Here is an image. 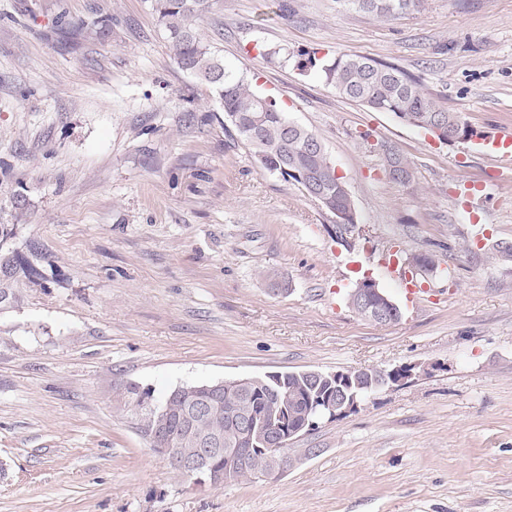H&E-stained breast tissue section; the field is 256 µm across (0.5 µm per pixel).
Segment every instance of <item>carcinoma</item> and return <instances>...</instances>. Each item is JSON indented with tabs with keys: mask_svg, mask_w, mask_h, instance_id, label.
Returning a JSON list of instances; mask_svg holds the SVG:
<instances>
[{
	"mask_svg": "<svg viewBox=\"0 0 512 512\" xmlns=\"http://www.w3.org/2000/svg\"><path fill=\"white\" fill-rule=\"evenodd\" d=\"M215 0H154V9L164 26L166 38L173 51V59L184 71L204 82L219 100L225 120L229 121L238 138L248 147L252 156H260V169L281 176L285 181L303 185L299 176L318 174L322 180L323 196L318 202L327 211H345L353 204L344 190L346 184L328 165L327 156L317 155L308 148V140L316 135L298 125L287 132L284 125L288 116L275 100L268 107L260 105L263 95L255 89L246 76L217 57L199 36L196 22L211 12ZM339 3L358 11L387 20H397L424 8L425 0H339ZM261 56L277 58L286 63L297 59V68L312 72L332 87L337 94L368 107L374 112H389L397 117L419 115L425 119L442 116L453 125L457 115L440 106L423 92L419 81L403 69L375 59L343 53L331 60H321L309 50H269ZM127 400L150 403L156 411L139 416V429L147 435L155 423L158 412H165L167 429L176 447L188 456L196 453L194 435L220 431L224 434V447L239 443L238 417L251 415L258 428L263 430L277 422H288L282 407L312 396L313 405H320V398L333 393L332 383L311 380L296 372H278L266 386H228L224 393L213 400L211 416L197 424L195 433L183 429L184 417L193 406L199 392L190 386L176 388L155 402L148 391L137 386L125 389ZM271 457L255 452L250 465L237 478L253 476L270 466Z\"/></svg>",
	"mask_w": 512,
	"mask_h": 512,
	"instance_id": "1",
	"label": "carcinoma"
}]
</instances>
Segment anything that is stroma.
<instances>
[{"label":"stroma","instance_id":"1","mask_svg":"<svg viewBox=\"0 0 512 512\" xmlns=\"http://www.w3.org/2000/svg\"><path fill=\"white\" fill-rule=\"evenodd\" d=\"M282 2L276 17L272 0H219L200 33L322 141L357 214L344 245L177 66L153 0H0V260L38 270L0 273V512H512V169L488 145L512 130V0L393 21ZM278 48L399 66L477 135L437 142L263 58ZM394 251L429 258L420 300L383 268ZM366 278L397 323L351 309ZM404 365L292 440L276 479L182 475L123 399Z\"/></svg>","mask_w":512,"mask_h":512}]
</instances>
